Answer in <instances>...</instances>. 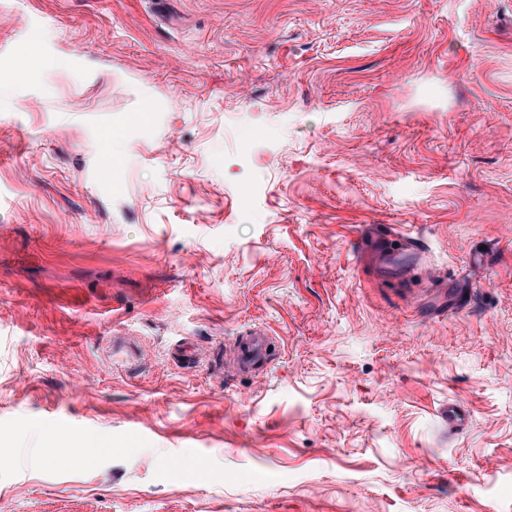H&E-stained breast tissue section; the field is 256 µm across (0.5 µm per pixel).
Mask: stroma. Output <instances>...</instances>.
Returning a JSON list of instances; mask_svg holds the SVG:
<instances>
[{"label":"stroma","mask_w":512,"mask_h":512,"mask_svg":"<svg viewBox=\"0 0 512 512\" xmlns=\"http://www.w3.org/2000/svg\"><path fill=\"white\" fill-rule=\"evenodd\" d=\"M0 71V512H512V0H0ZM46 47L45 27L42 24H32L18 35L11 49L17 55L40 60L47 54ZM270 344L268 336L254 333L246 336L239 343V361L244 369L261 364L267 359V349Z\"/></svg>","instance_id":"stroma-1"}]
</instances>
